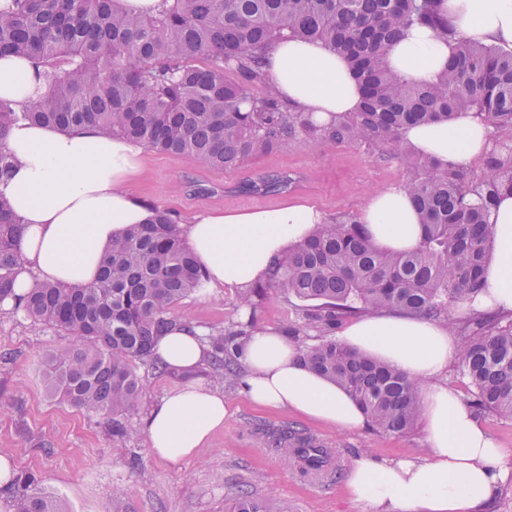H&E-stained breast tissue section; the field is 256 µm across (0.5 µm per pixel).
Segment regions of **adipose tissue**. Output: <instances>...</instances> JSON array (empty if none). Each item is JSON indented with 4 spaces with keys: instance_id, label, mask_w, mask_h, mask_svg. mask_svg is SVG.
Returning a JSON list of instances; mask_svg holds the SVG:
<instances>
[{
    "instance_id": "obj_1",
    "label": "adipose tissue",
    "mask_w": 512,
    "mask_h": 512,
    "mask_svg": "<svg viewBox=\"0 0 512 512\" xmlns=\"http://www.w3.org/2000/svg\"><path fill=\"white\" fill-rule=\"evenodd\" d=\"M449 24L472 42L512 50V0H441ZM452 46L435 30L414 26L391 48L392 69L410 82L432 80L447 65ZM263 70L290 107L319 125L358 111L362 87L348 62L320 42L281 38L263 55ZM43 81L29 61L0 58V97L16 107L42 95ZM415 149L444 168L461 169L485 156L491 130L480 115L407 128ZM12 158V175L0 182L23 226L22 269L15 295L34 281L67 286L95 283L102 258L133 224L148 223L149 204L129 183L141 170L142 148L95 126L68 131L17 123L0 140ZM304 204L274 209L214 210L195 215L181 231L213 288L245 291L265 279L290 245L322 223ZM359 221L371 241L388 252H408L421 239L420 216L403 187L372 194ZM493 254L484 270L477 309L512 311V195L491 209ZM337 339L418 381L425 452L396 460L363 454L346 479L353 502L371 512H486L498 490L512 481V450L499 447L473 409L446 381L459 354L447 326L406 314L376 312L345 323ZM209 351L204 331L182 321L155 344L160 364L183 384L154 404L144 420L151 454L178 464L196 457L224 427V395L200 372ZM301 349L287 336L253 330L240 341L243 385L257 406L289 410L342 430L366 425L361 406L338 384L302 365Z\"/></svg>"
}]
</instances>
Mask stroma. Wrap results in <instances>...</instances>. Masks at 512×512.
Masks as SVG:
<instances>
[{"label": "stroma", "instance_id": "1", "mask_svg": "<svg viewBox=\"0 0 512 512\" xmlns=\"http://www.w3.org/2000/svg\"><path fill=\"white\" fill-rule=\"evenodd\" d=\"M259 171H287L300 182L280 194L238 192V183ZM410 177V171L376 152L297 140L230 172L201 165L190 156L148 149L142 172L129 189L166 209L178 223L213 209L299 202L315 206L330 222L357 218L370 194L405 184ZM304 309L294 296L271 290L246 313L238 306L237 291L224 288L185 298L174 314L211 331L228 332L247 322L255 329L272 327L286 334L301 326ZM71 342L66 332L34 328L22 317L0 312V454L11 455L16 472L40 475L63 512H228L242 492L266 501L270 512H369L352 503L345 490L355 458L365 452L398 458L423 448L422 428L405 435L370 427L341 431L297 413L258 408L238 384L224 390L228 414L223 430L198 457L171 466L149 452L143 419L180 385V377L140 368L146 394L128 419L136 436L116 441L111 418L61 401L52 392L43 356ZM288 427L333 448L332 475L323 485L311 484L298 466H284L280 451L271 445L273 434ZM117 487L122 490L118 496L113 493Z\"/></svg>", "mask_w": 512, "mask_h": 512}]
</instances>
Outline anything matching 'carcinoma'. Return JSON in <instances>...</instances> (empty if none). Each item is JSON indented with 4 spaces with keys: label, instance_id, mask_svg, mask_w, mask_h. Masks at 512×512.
Instances as JSON below:
<instances>
[{
    "label": "carcinoma",
    "instance_id": "cac0c4a2",
    "mask_svg": "<svg viewBox=\"0 0 512 512\" xmlns=\"http://www.w3.org/2000/svg\"><path fill=\"white\" fill-rule=\"evenodd\" d=\"M428 25L453 43L447 68L426 84L393 71L389 48L413 25ZM320 40L344 57L363 87V108L328 126L284 104L261 69L268 44L287 35ZM28 59L44 71L45 90L16 109L0 98V138L14 122L63 129L87 124L156 151L188 155L235 170L290 140L330 148L352 144L397 160L416 173L405 184L424 225L412 251L374 245L349 218L318 224L268 278L239 294L250 307L269 288L303 302L305 328L315 331L301 361L342 386L371 426L403 435L419 418V385L390 366L336 341L343 320L383 310L438 319L461 336L460 368L471 407L512 419V318L480 313L456 322L453 304L482 292L491 256L490 209L512 194V50L475 44L449 25L438 0H161L151 16L130 15L118 0H0V57ZM462 110L483 116L496 133L481 174L443 170L410 150L402 130L451 119ZM295 177L259 173L240 189L285 192ZM21 228L0 199V300L20 265ZM205 288L204 273L164 209L133 224L112 244L100 280L71 287L37 283L14 311L34 327L65 331L76 342L44 361L54 395L112 417V435L128 438L123 418L142 404L145 385L135 366L152 362L157 338L177 324L175 307ZM210 363L236 379L234 350L211 333ZM311 469L320 448L286 450L285 462ZM15 512H57L39 476L16 479ZM230 512H268L247 494Z\"/></svg>",
    "mask_w": 512,
    "mask_h": 512
}]
</instances>
